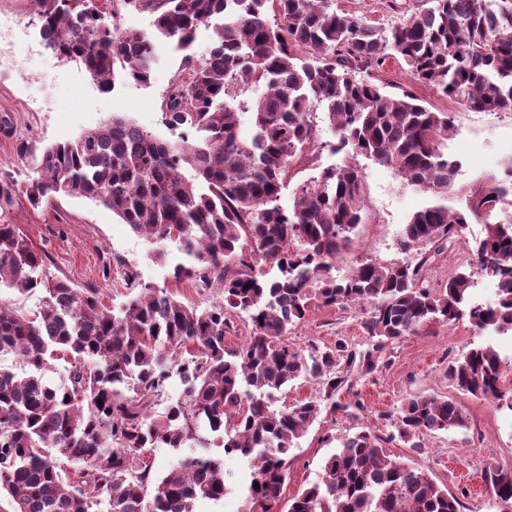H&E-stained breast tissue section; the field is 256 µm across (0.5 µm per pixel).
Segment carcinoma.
<instances>
[{"label": "carcinoma", "instance_id": "1", "mask_svg": "<svg viewBox=\"0 0 512 512\" xmlns=\"http://www.w3.org/2000/svg\"><path fill=\"white\" fill-rule=\"evenodd\" d=\"M35 2L50 45L80 60L105 91L118 62L133 80L149 81L157 39L174 42L184 55L160 111L165 125L193 137L164 141L114 116L42 150L28 202L65 196L101 203L135 234L177 245L183 261L173 266L175 281L217 286L224 300L199 310L164 288L144 287L115 314L95 288L41 278L46 255L13 225L0 224V289L45 292L32 315L0 301V358L30 367L19 375L0 366V490L11 512H195L201 498H224L223 461L198 452L214 446L253 460L249 512H277L288 453L321 402L276 409L272 392L319 378L334 408L343 370L373 372L384 344L415 336L431 321L467 316L479 331L512 333V160L502 174L478 179L464 207L448 205L459 168L440 150L453 128L450 114L357 77L392 59L461 106L512 110V0H431L384 35L337 14L330 0H113L154 14L153 37L109 26L98 0ZM213 18L220 19L213 44L198 59L189 49ZM252 85L263 87L261 95L239 99ZM315 102L340 147L352 146L435 197L405 224L403 250L439 252L468 225H484L472 271L448 275L438 291L421 279L425 255L414 265L364 262L344 279L333 276L336 252L363 221L359 169L324 168L294 185L288 209L278 205L292 161L312 150ZM246 114L248 137L241 134ZM15 196L14 181L1 177L0 210ZM259 259L276 265L279 276L259 278ZM476 270L497 279L492 305L468 299ZM349 303L369 305L364 325L378 339L373 351L359 356L339 343L304 355L288 343L289 326L312 306ZM238 311L249 313L252 333L230 354L224 339ZM63 357L66 379L48 384L43 371ZM502 363L497 348L477 345L448 364V381L512 410ZM174 374L184 389L154 417L153 398ZM232 415L237 423L226 437L224 419ZM464 424L456 401L418 395L394 427L418 448L421 437ZM186 447L158 479L138 457L145 448ZM54 452L73 467L71 476L61 475ZM485 482L512 502V470L488 471ZM288 512H461V501L361 431L341 441L321 479Z\"/></svg>", "mask_w": 512, "mask_h": 512}]
</instances>
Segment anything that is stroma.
I'll use <instances>...</instances> for the list:
<instances>
[{
  "label": "stroma",
  "instance_id": "1",
  "mask_svg": "<svg viewBox=\"0 0 512 512\" xmlns=\"http://www.w3.org/2000/svg\"><path fill=\"white\" fill-rule=\"evenodd\" d=\"M427 6L428 0L331 3L338 14L379 29L400 24ZM0 10L32 19L26 39L0 36V118L10 121L7 130H0V176L13 179L19 189L14 205L0 210V224L14 225L35 249L46 253L44 276L66 280L78 288L98 289L102 303L111 308L136 297L141 285L167 288L179 302L201 309L221 300L219 289L174 281L170 271L182 259L176 245L166 246L168 262L158 261L153 245L102 204L61 197L32 207L25 189L36 175L35 166L32 159L19 158L16 153L18 142L28 141L42 149L75 139L115 114L128 116L161 139L177 141L178 131L161 121L160 103L181 66V52L171 42L158 40L149 82L133 81L119 66L114 70L111 91L105 93L81 62L57 59L44 65L29 59L28 45L36 41L40 30L33 0H0ZM368 78L388 93L408 91L433 110L451 113L454 131L443 140L441 149L458 160L460 167L449 205L462 207L469 183L477 176L501 172L505 160L512 157L511 111L466 109L415 81L392 60ZM312 122L316 149L293 162L290 181L348 163L362 175L363 222L355 229L349 247L334 258V275L348 277L354 267L368 260L381 265L417 262V251L401 249V235L411 215L431 202V194L410 186L393 168L376 164L352 149H339L338 134L325 120L321 106H314ZM483 234L482 225H469L449 248L433 256L426 279L438 284L455 270H468L475 243ZM130 271L136 275L132 286L126 277ZM366 310L363 304L311 308L292 326L288 341L305 354L340 342L355 351L368 349L372 341L364 329ZM485 343L500 347L505 358L502 386L512 389V335L476 331L464 317L448 324H429L418 335L385 344L378 368L366 375L350 372L335 402H326L325 388L315 379H300L275 392L276 406L311 397L319 399L322 408L297 448L288 454L281 504H288L319 479L325 460L342 438L366 430L379 437L392 458L421 469L449 494L458 496L461 512H512V506L490 493L483 480L488 470L512 469V411L455 390L447 376L449 361ZM418 395L456 400L466 417L465 426L427 435L422 447H405L393 439V424L404 403ZM250 473L248 458L238 454L225 457L226 495L218 501H198L195 512H249Z\"/></svg>",
  "mask_w": 512,
  "mask_h": 512
}]
</instances>
